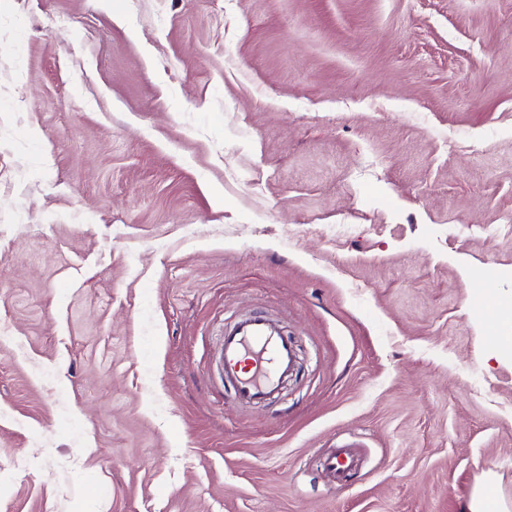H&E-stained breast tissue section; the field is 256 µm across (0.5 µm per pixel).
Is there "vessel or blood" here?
<instances>
[{
	"label": "vessel or blood",
	"mask_w": 512,
	"mask_h": 512,
	"mask_svg": "<svg viewBox=\"0 0 512 512\" xmlns=\"http://www.w3.org/2000/svg\"><path fill=\"white\" fill-rule=\"evenodd\" d=\"M218 365L239 401L258 405L280 393L295 368L296 351L270 319L250 316L225 327Z\"/></svg>",
	"instance_id": "vessel-or-blood-1"
}]
</instances>
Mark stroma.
<instances>
[{
  "label": "stroma",
  "mask_w": 512,
  "mask_h": 512,
  "mask_svg": "<svg viewBox=\"0 0 512 512\" xmlns=\"http://www.w3.org/2000/svg\"><path fill=\"white\" fill-rule=\"evenodd\" d=\"M497 224L512 0H0V512L512 510ZM218 365L239 401L258 405L280 393L295 368L296 351L270 319L250 316L224 327Z\"/></svg>",
  "instance_id": "obj_1"
}]
</instances>
